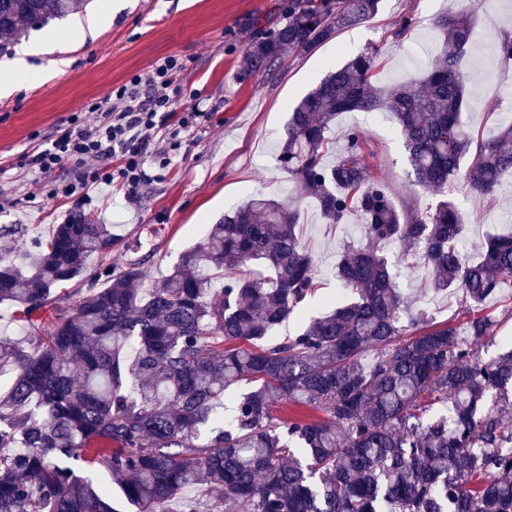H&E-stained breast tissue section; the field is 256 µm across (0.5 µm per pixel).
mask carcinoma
<instances>
[{"label": "carcinoma", "instance_id": "1", "mask_svg": "<svg viewBox=\"0 0 512 512\" xmlns=\"http://www.w3.org/2000/svg\"><path fill=\"white\" fill-rule=\"evenodd\" d=\"M88 2L0 0V55ZM381 2L288 0L286 22L247 44L244 70L309 53ZM435 29L419 90L376 85L377 47L322 79L288 113L277 157L294 201L253 195L160 283L137 287L138 262L117 275L106 267L96 277L108 287L59 313L52 292L112 253V225L80 213L0 262V304L49 325L32 349L0 339V369L15 373L0 395V512H119L79 475L83 464L104 471L134 512H199L191 489L212 497L208 512H512V348L489 360L477 349L493 338L481 306L512 275V234L468 261L447 194L463 177L490 196L512 174V118L494 137L475 135L462 118L472 19L450 13ZM381 110L400 128L408 179L436 196L423 211L376 179L364 130L348 129L326 160L342 113ZM307 199L327 224L356 220L363 243L336 266L349 299L278 341L272 329L315 289L300 235ZM251 261L265 272L240 275ZM401 265L424 266L434 291L459 295L473 314L460 328L432 322L400 288ZM242 384L224 417L226 393ZM278 405L301 413L278 415Z\"/></svg>", "mask_w": 512, "mask_h": 512}]
</instances>
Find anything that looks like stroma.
<instances>
[{"mask_svg": "<svg viewBox=\"0 0 512 512\" xmlns=\"http://www.w3.org/2000/svg\"><path fill=\"white\" fill-rule=\"evenodd\" d=\"M112 21L94 35H82L79 16L30 31L27 44L51 37L53 52L32 57L42 76L29 86L0 96V229L18 225L15 234L0 232V260L10 261L32 242L47 238L54 225L81 211L97 224L112 227L115 243L109 259L92 258L89 270L65 285L60 305L70 309L86 296L94 274L104 265L120 272L126 263L140 262L143 286L168 275L180 256L200 242L210 224L252 194L263 192L284 199L287 174L277 163L288 109L307 94L331 68L375 45L380 49V84L392 87L418 77L437 50L432 23L451 11H473L477 41L467 53L469 109L466 121L484 135L496 134L503 114H512V69L495 60L497 34L512 28V0H383L373 19L342 30L331 42L309 53L286 56L272 72L248 73L244 50L258 30L285 21L288 0H112ZM413 14L414 28L405 39L393 33L404 14ZM183 65L175 93V114L166 129L156 131V153L144 169L148 181L136 199L121 184L109 197L87 202L43 194L29 199L32 180L28 160L46 147L59 127L104 99L138 74L147 73L162 57ZM497 94L499 105L487 99ZM199 112L198 124L174 141L183 112ZM366 130L369 162L376 177L397 202L420 208L431 194L406 178V154L398 126L386 112H346L339 116L330 138L342 149L344 132ZM465 223L468 258H477L487 236L512 229V177L492 197L473 192L460 179L448 188ZM301 233L314 257L319 289L274 334L293 333L300 322L329 312L343 301L336 265L346 245L360 244L356 227L323 222L313 203L303 208ZM402 288L420 295L434 322L462 323L458 299L433 292L424 267L398 270ZM498 322L493 342H481L479 354L490 359L512 346V284L484 304Z\"/></svg>", "mask_w": 512, "mask_h": 512, "instance_id": "1", "label": "stroma"}]
</instances>
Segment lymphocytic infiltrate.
<instances>
[{"instance_id": "f902f5d3", "label": "lymphocytic infiltrate", "mask_w": 512, "mask_h": 512, "mask_svg": "<svg viewBox=\"0 0 512 512\" xmlns=\"http://www.w3.org/2000/svg\"><path fill=\"white\" fill-rule=\"evenodd\" d=\"M181 69L178 58H161L152 70L118 88L113 103L89 104V112L96 115L93 123L71 117L68 127L30 158L34 185L42 186L44 179L71 164L79 170L77 178L55 186V193L83 200L90 191L119 181L129 196H136L146 180L151 135L171 117L174 99L168 90Z\"/></svg>"}]
</instances>
